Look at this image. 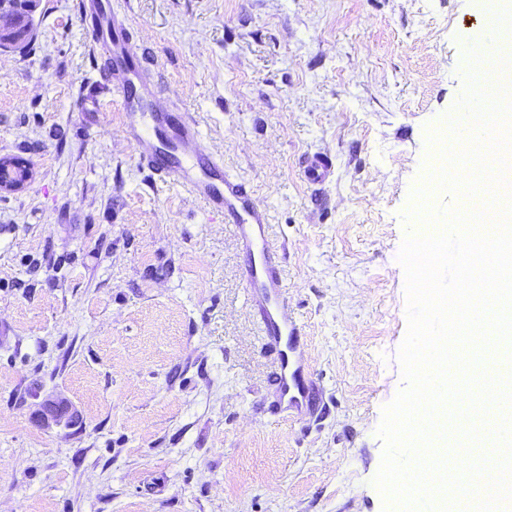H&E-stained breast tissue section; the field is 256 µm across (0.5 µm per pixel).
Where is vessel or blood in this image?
<instances>
[{"instance_id":"1","label":"vessel or blood","mask_w":512,"mask_h":512,"mask_svg":"<svg viewBox=\"0 0 512 512\" xmlns=\"http://www.w3.org/2000/svg\"><path fill=\"white\" fill-rule=\"evenodd\" d=\"M79 15L100 55L102 72L112 78L113 105L136 115L122 131L134 147L139 167L222 213L232 227L244 256L243 277L254 313L276 355L277 405L287 415H307L314 400L313 383L304 370L301 325L288 304L283 257L269 239L265 211L242 183L225 174L223 157L203 146L192 114L171 108L152 91L144 53L126 36L112 12V0H79ZM141 115L153 120L157 140H150L138 123Z\"/></svg>"}]
</instances>
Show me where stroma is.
<instances>
[{
  "mask_svg": "<svg viewBox=\"0 0 512 512\" xmlns=\"http://www.w3.org/2000/svg\"><path fill=\"white\" fill-rule=\"evenodd\" d=\"M112 9L267 211L322 402L278 412L232 232L138 168L119 110H85L101 77L79 0H41L31 41L0 49V157L34 172L0 192V512H384L404 214L486 0ZM51 395L76 422L37 421Z\"/></svg>",
  "mask_w": 512,
  "mask_h": 512,
  "instance_id": "35a3bbf8",
  "label": "stroma"
}]
</instances>
